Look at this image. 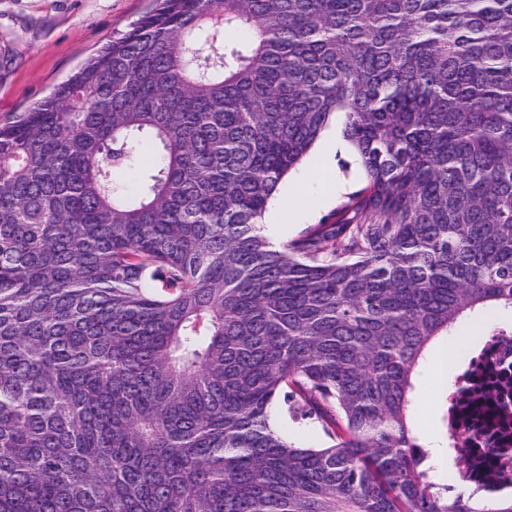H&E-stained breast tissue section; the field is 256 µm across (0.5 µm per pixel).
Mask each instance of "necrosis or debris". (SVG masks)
Returning <instances> with one entry per match:
<instances>
[{"instance_id": "necrosis-or-debris-1", "label": "necrosis or debris", "mask_w": 512, "mask_h": 512, "mask_svg": "<svg viewBox=\"0 0 512 512\" xmlns=\"http://www.w3.org/2000/svg\"><path fill=\"white\" fill-rule=\"evenodd\" d=\"M461 371L462 380L448 390V434L463 441L468 456L456 481L489 495L512 492V400L504 404L479 391L499 378L512 379V333L489 337Z\"/></svg>"}]
</instances>
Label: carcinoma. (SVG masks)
<instances>
[{
    "mask_svg": "<svg viewBox=\"0 0 512 512\" xmlns=\"http://www.w3.org/2000/svg\"><path fill=\"white\" fill-rule=\"evenodd\" d=\"M337 115L365 185L275 249ZM493 308L512 0H156L0 121V512H512L448 497L409 423L428 346ZM272 419L276 428L288 435V439L297 446L319 448L326 446L328 442L318 423L302 420L292 421L289 417L288 419L283 418L277 412L273 414Z\"/></svg>",
    "mask_w": 512,
    "mask_h": 512,
    "instance_id": "obj_1",
    "label": "carcinoma"
}]
</instances>
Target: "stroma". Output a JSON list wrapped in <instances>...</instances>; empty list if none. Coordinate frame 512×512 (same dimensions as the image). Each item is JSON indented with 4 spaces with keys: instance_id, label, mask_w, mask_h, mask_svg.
Returning <instances> with one entry per match:
<instances>
[{
    "instance_id": "1",
    "label": "stroma",
    "mask_w": 512,
    "mask_h": 512,
    "mask_svg": "<svg viewBox=\"0 0 512 512\" xmlns=\"http://www.w3.org/2000/svg\"><path fill=\"white\" fill-rule=\"evenodd\" d=\"M154 6L153 0H0V118L25 111L47 97L106 43L120 37ZM320 147H313L300 165L280 183L288 201L276 210L269 241L281 246L333 213L349 194L365 184V174L352 148L337 152L330 166L320 163ZM512 326V311L492 309L461 321L450 336L439 337L427 353L435 359L446 345H454L457 361L469 359L474 343L490 331ZM444 385L426 367H419L414 397L415 428L442 436L445 457L437 464L436 481L450 485L457 454L450 447L442 422Z\"/></svg>"
}]
</instances>
